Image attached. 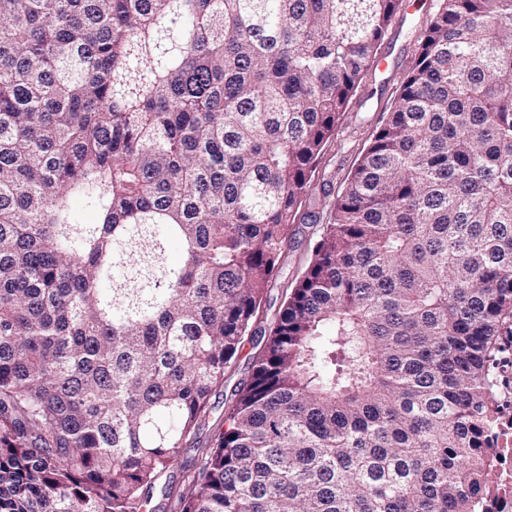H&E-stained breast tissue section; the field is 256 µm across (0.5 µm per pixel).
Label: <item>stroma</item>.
Returning a JSON list of instances; mask_svg holds the SVG:
<instances>
[{"mask_svg": "<svg viewBox=\"0 0 512 512\" xmlns=\"http://www.w3.org/2000/svg\"><path fill=\"white\" fill-rule=\"evenodd\" d=\"M435 0H402L377 56L364 76V91L351 98L335 134L324 144L310 174L311 198L303 203L304 223L297 225L283 249L272 285L254 320L258 329H270L291 290L313 257V246L326 222L329 201L346 185L362 149L387 120L398 94L401 77L414 59L416 39L434 12ZM263 348L261 339L249 338L224 373V385L211 398L212 409L202 424L198 441H207L214 425L233 399V391L247 379Z\"/></svg>", "mask_w": 512, "mask_h": 512, "instance_id": "obj_1", "label": "stroma"}]
</instances>
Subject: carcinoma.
Listing matches in <instances>:
<instances>
[{
	"instance_id": "obj_1",
	"label": "carcinoma",
	"mask_w": 512,
	"mask_h": 512,
	"mask_svg": "<svg viewBox=\"0 0 512 512\" xmlns=\"http://www.w3.org/2000/svg\"><path fill=\"white\" fill-rule=\"evenodd\" d=\"M400 6L0 0V512H472L512 332V0H437L180 463ZM263 348L262 339L250 338L245 340L244 346L240 349L237 357L232 364L225 370L224 386L219 389L211 398L212 409L206 417L205 423H202L197 439L200 444L205 443L210 437L211 431L219 418L224 415V409L232 401L234 389L239 383L247 379L251 372L252 366L256 358L259 356Z\"/></svg>"
}]
</instances>
